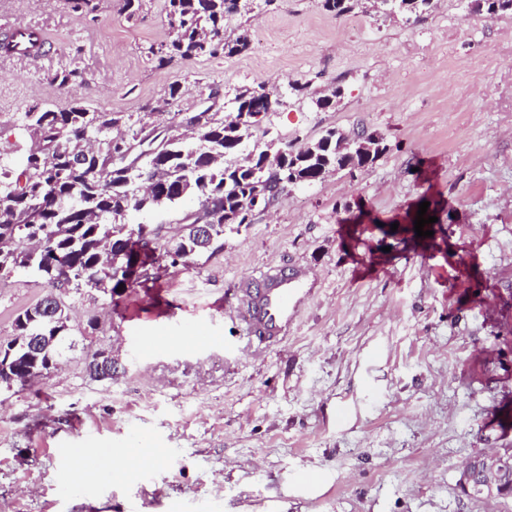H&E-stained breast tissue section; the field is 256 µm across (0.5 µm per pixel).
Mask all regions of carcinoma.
Returning <instances> with one entry per match:
<instances>
[{
  "instance_id": "obj_1",
  "label": "carcinoma",
  "mask_w": 512,
  "mask_h": 512,
  "mask_svg": "<svg viewBox=\"0 0 512 512\" xmlns=\"http://www.w3.org/2000/svg\"><path fill=\"white\" fill-rule=\"evenodd\" d=\"M176 30L163 66L176 58L232 57L251 44L249 29L224 32V18L247 13L237 0H164ZM379 13L419 16L436 0H379ZM490 16L512 13V0H474ZM337 16L362 0H322ZM274 91L246 87L235 111L192 112L189 132L170 134L163 113L97 112L80 102L64 110L39 104L19 113L10 129L12 148H0V277L24 273L44 285V297L20 312L14 337L0 356V390L49 370L69 336L64 297L86 288L117 295L149 279L162 257L190 264L224 248V233L248 223L261 205L285 187L311 184L328 174L363 168L384 153L379 133H370L373 156L365 159L350 144L351 134L335 128L300 146L248 148L272 107ZM23 153L16 169L14 154ZM198 202L193 220L176 238L164 239L163 224L130 223L134 214L162 216L186 197ZM95 381L118 373L104 357L86 362Z\"/></svg>"
}]
</instances>
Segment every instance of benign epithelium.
I'll use <instances>...</instances> for the list:
<instances>
[{
  "label": "benign epithelium",
  "mask_w": 512,
  "mask_h": 512,
  "mask_svg": "<svg viewBox=\"0 0 512 512\" xmlns=\"http://www.w3.org/2000/svg\"><path fill=\"white\" fill-rule=\"evenodd\" d=\"M470 497L512 495V448H492L469 458L459 479Z\"/></svg>",
  "instance_id": "obj_1"
}]
</instances>
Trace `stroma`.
Segmentation results:
<instances>
[{"mask_svg":"<svg viewBox=\"0 0 512 512\" xmlns=\"http://www.w3.org/2000/svg\"><path fill=\"white\" fill-rule=\"evenodd\" d=\"M122 0L88 14L70 0H0V24L56 38L30 64L0 55V124L41 104L79 101L139 114L171 83V112H232L241 87L275 88L262 127L276 143L329 128L383 135L374 164L285 188L224 248L188 265L160 261L118 302L70 300L55 373L0 393V512H512V497L459 486L463 463L512 446V15L438 0L414 20L362 16L349 27L321 0H254L249 50L168 66L148 47L173 38L164 0L128 17ZM79 78L58 87L53 75ZM335 108L312 98L333 88ZM429 245L412 241L421 202ZM306 266L319 286L280 345L248 344L224 296L272 264ZM45 290L0 284V343ZM98 328H90L91 318ZM204 327L218 345L162 352L148 340ZM111 350L117 377L90 379ZM155 449L124 481L73 482L63 448Z\"/></svg>","mask_w":512,"mask_h":512,"instance_id":"1","label":"stroma"}]
</instances>
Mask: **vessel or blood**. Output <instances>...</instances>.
<instances>
[{
  "label": "vessel or blood",
  "instance_id": "obj_1",
  "mask_svg": "<svg viewBox=\"0 0 512 512\" xmlns=\"http://www.w3.org/2000/svg\"><path fill=\"white\" fill-rule=\"evenodd\" d=\"M10 54L37 59L46 52L48 40L43 31L17 24L0 34ZM312 288L300 266L269 267L237 280L230 292V303L245 324V334L253 342L270 345L287 337L297 322Z\"/></svg>",
  "mask_w": 512,
  "mask_h": 512
}]
</instances>
